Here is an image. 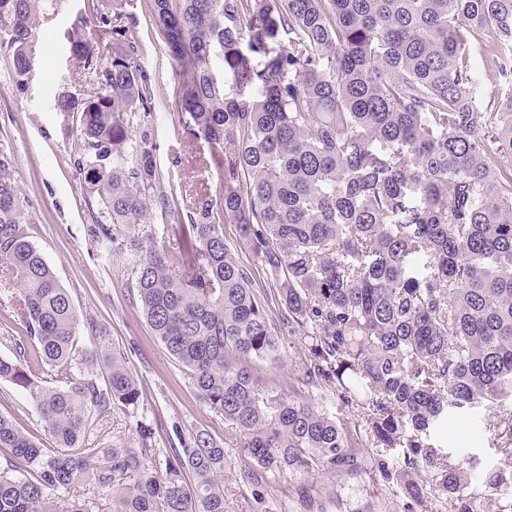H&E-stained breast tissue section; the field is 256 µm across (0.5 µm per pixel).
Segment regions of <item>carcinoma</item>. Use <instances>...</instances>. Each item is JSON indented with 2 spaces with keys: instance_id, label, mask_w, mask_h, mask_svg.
Masks as SVG:
<instances>
[{
  "instance_id": "1",
  "label": "carcinoma",
  "mask_w": 512,
  "mask_h": 512,
  "mask_svg": "<svg viewBox=\"0 0 512 512\" xmlns=\"http://www.w3.org/2000/svg\"><path fill=\"white\" fill-rule=\"evenodd\" d=\"M127 2L91 0L67 40L96 91L56 106L79 115L95 243L136 257L143 315L232 434L223 446L192 432L162 468L146 424L136 448L100 445L96 427L116 405L138 407L139 382L115 351L76 352L70 295L28 240L1 154L0 277L18 291L29 345L0 358V382L30 392L54 447L0 416V448L29 469L0 471V512H88L50 497L79 483L108 492L113 512H225L232 447L254 465L242 479L257 504L282 478H320L335 496L374 467L405 498L508 512L505 471L450 462L435 436L452 413L476 410L512 464V0H151L178 74L174 110L221 160L220 203L193 198L188 223L160 245L135 228L181 206L161 190L152 78ZM56 5L0 0V49L19 85ZM91 27L108 36L103 59ZM485 32L497 44L486 102L472 49ZM225 222L278 288L256 284L224 243ZM285 331L306 350L302 375L259 380L255 366L281 364ZM96 358L102 385L82 374ZM27 363L49 366L57 385ZM478 469L474 498L464 488Z\"/></svg>"
}]
</instances>
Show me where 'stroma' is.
Listing matches in <instances>:
<instances>
[{"label": "stroma", "instance_id": "stroma-1", "mask_svg": "<svg viewBox=\"0 0 512 512\" xmlns=\"http://www.w3.org/2000/svg\"><path fill=\"white\" fill-rule=\"evenodd\" d=\"M86 5L87 0H61L40 30L35 70L25 87L16 86L12 58L0 50V150L14 158V178L27 200L30 241L68 291L82 322L75 335L77 350L90 354L106 345L114 347L141 382L138 407L114 409L108 424L98 429L102 445L136 446L141 422L152 427V443L163 456L178 447L180 436L197 430L208 431L221 443L230 435L228 425L202 399L188 369L169 355L143 316L127 271L131 257L116 260L93 241L98 211L76 165L77 139L67 133L77 120L55 108L59 96L81 98L92 92L78 75L64 37L85 16ZM128 9L136 17L140 62L153 78L152 130L160 145L156 163L162 189L177 196L191 185L202 193H216L219 159L194 126L178 120L172 107L176 67L162 29L148 0H131ZM89 319L101 327L102 336L86 329ZM0 415L50 444L28 391L0 382ZM437 441L453 459L476 456L486 465L497 463L474 419H450ZM249 496L238 471L225 473V512H433L427 499L403 507L396 486L375 471L348 483L340 508L324 498L316 479L305 485L288 479L277 482L254 511L248 508Z\"/></svg>", "mask_w": 512, "mask_h": 512}]
</instances>
